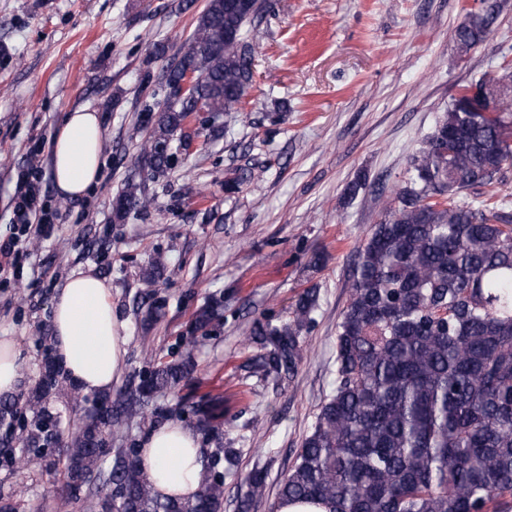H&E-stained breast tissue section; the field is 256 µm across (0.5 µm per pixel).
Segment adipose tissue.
<instances>
[{
	"instance_id": "1",
	"label": "adipose tissue",
	"mask_w": 512,
	"mask_h": 512,
	"mask_svg": "<svg viewBox=\"0 0 512 512\" xmlns=\"http://www.w3.org/2000/svg\"><path fill=\"white\" fill-rule=\"evenodd\" d=\"M103 131L97 112L68 113L51 148L60 197L85 196L97 182ZM52 339L64 375L87 392H107L125 364V326L112 312L111 287L93 271H77L56 295ZM140 466L165 496L189 499L205 475L195 431L179 422L150 430L141 441Z\"/></svg>"
}]
</instances>
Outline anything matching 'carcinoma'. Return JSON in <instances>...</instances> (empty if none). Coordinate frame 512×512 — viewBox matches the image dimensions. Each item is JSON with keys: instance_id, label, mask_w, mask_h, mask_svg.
Instances as JSON below:
<instances>
[{"instance_id": "cac0c4a2", "label": "carcinoma", "mask_w": 512, "mask_h": 512, "mask_svg": "<svg viewBox=\"0 0 512 512\" xmlns=\"http://www.w3.org/2000/svg\"><path fill=\"white\" fill-rule=\"evenodd\" d=\"M264 12L260 0H207L194 34L166 69L164 106L145 109L148 137L112 200L114 223L147 210L148 182L173 172L174 155L188 151L202 131L219 136L220 118L241 109ZM489 24L487 12H471L454 32L458 52L484 41ZM189 72L199 79L183 93ZM484 84L459 89L412 157L384 220L357 249L337 324L334 388L278 486L279 504L317 501L327 512H512V212L490 197L460 199L512 171V77L498 80V112L473 102L471 90ZM255 177L254 169L238 168L224 191ZM318 305V290L307 288L287 320L253 323L259 352L249 359L250 376L294 377ZM223 325L220 298L193 320L196 331ZM142 350L152 367L135 388L119 392L118 412L105 393L80 397L92 408L64 441L59 421L45 410L63 390L56 367L27 395L1 400L5 429L31 417L26 438L15 448L3 441L4 453L27 461L62 441L68 486L88 484L102 473L105 448L123 436L125 420L157 427L149 403L194 369L190 343L178 361H156L147 338ZM193 410L218 441L213 464L234 465L235 452L223 444L224 399ZM248 485L241 512L264 497V471H252ZM94 495L90 512H221L224 481L203 479L191 500L165 497L141 469L138 450L117 448L110 476Z\"/></svg>"}]
</instances>
